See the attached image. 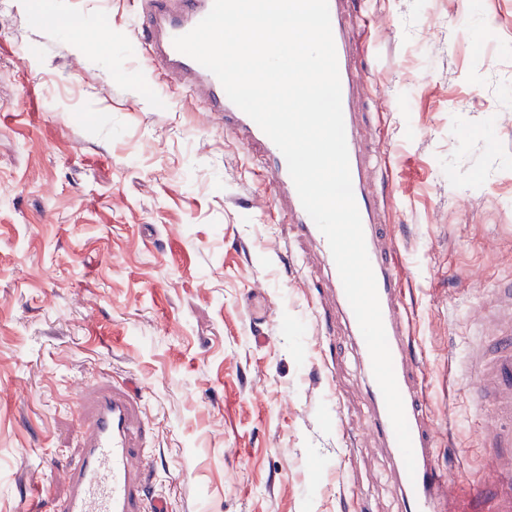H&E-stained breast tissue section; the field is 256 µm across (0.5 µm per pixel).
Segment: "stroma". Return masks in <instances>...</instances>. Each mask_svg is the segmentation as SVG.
<instances>
[{"label": "stroma", "instance_id": "stroma-1", "mask_svg": "<svg viewBox=\"0 0 512 512\" xmlns=\"http://www.w3.org/2000/svg\"><path fill=\"white\" fill-rule=\"evenodd\" d=\"M353 44L359 137L423 362L436 462L484 450L450 360L512 279V0H373ZM133 0H0V512H56L45 451L80 388L129 379L176 512H400L354 341L325 334L331 269L259 163L170 80L141 73ZM275 313L254 328L247 299ZM39 483V497L30 486Z\"/></svg>", "mask_w": 512, "mask_h": 512}]
</instances>
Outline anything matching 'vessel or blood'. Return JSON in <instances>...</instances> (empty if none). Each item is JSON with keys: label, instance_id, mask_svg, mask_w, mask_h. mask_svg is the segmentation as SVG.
<instances>
[{"label": "vessel or blood", "instance_id": "obj_1", "mask_svg": "<svg viewBox=\"0 0 512 512\" xmlns=\"http://www.w3.org/2000/svg\"><path fill=\"white\" fill-rule=\"evenodd\" d=\"M213 0H141L133 31L149 67L165 73L177 87L189 90L214 112L226 132L240 143L259 145L264 170L296 238L312 242L323 256L331 250L325 236L303 208L287 162L261 128L228 98L218 78L194 59L179 52L174 37L192 30L211 10ZM342 91V110L355 201L362 221L368 256L375 274L382 320L392 355L398 389L404 402L415 459L407 472L386 404L378 384H370L373 416L366 427L378 435L395 461L404 493L405 512H473L480 500L483 512H512V282L493 292L495 315L475 311L471 321L478 335L458 371L474 383L473 405L482 417L479 438L485 448L478 479L467 491H457L449 474L435 461L437 428L426 412L420 384L422 364L411 343L404 319L399 280L390 262L391 239L378 222L385 200L371 185L366 170L370 154L357 139L359 113L356 65L350 51L351 27L361 14L362 0H328ZM346 329H360L340 278H333ZM81 437L78 448L49 466L63 474L65 493L58 512H174L168 497L151 493L138 459L152 454V424L141 394L132 382L100 385L77 413Z\"/></svg>", "mask_w": 512, "mask_h": 512}]
</instances>
